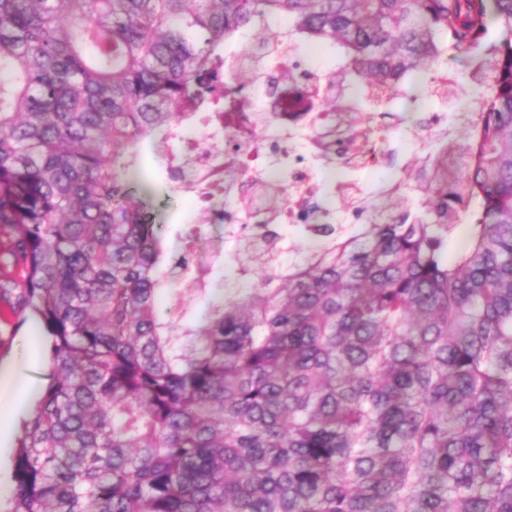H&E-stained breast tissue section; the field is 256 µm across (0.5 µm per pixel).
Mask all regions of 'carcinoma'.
I'll return each instance as SVG.
<instances>
[{
	"label": "carcinoma",
	"instance_id": "1",
	"mask_svg": "<svg viewBox=\"0 0 512 512\" xmlns=\"http://www.w3.org/2000/svg\"><path fill=\"white\" fill-rule=\"evenodd\" d=\"M272 19L343 57L270 86L322 101L331 159L358 127L336 89L379 106L450 46L480 84L470 139L440 129L411 181L348 198L361 224L257 217L268 249L183 324L159 293L206 289L165 261L134 148L241 111L255 74L224 84V43ZM2 229L23 281L0 268V298L52 363L6 512H512V0H0Z\"/></svg>",
	"mask_w": 512,
	"mask_h": 512
}]
</instances>
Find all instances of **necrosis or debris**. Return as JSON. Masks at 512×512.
I'll list each match as a JSON object with an SVG mask.
<instances>
[{
	"label": "necrosis or debris",
	"instance_id": "necrosis-or-debris-1",
	"mask_svg": "<svg viewBox=\"0 0 512 512\" xmlns=\"http://www.w3.org/2000/svg\"><path fill=\"white\" fill-rule=\"evenodd\" d=\"M294 47L277 51L235 44L225 72L237 67L256 69L257 78L249 97V111L260 118L242 132L233 115L212 120L210 113L197 112L183 118L166 143L161 144L167 170L178 175L193 172L191 190L199 207H210L216 197L224 199V222L228 227L248 224L261 204L262 179L298 190L300 201L286 200L276 223L318 224L328 207V195L319 169L327 156L316 145L315 131L323 123L322 113L310 110L306 97L290 84L269 92L271 72L287 68ZM391 129L373 126L351 147L352 168L376 170L391 142Z\"/></svg>",
	"mask_w": 512,
	"mask_h": 512
}]
</instances>
